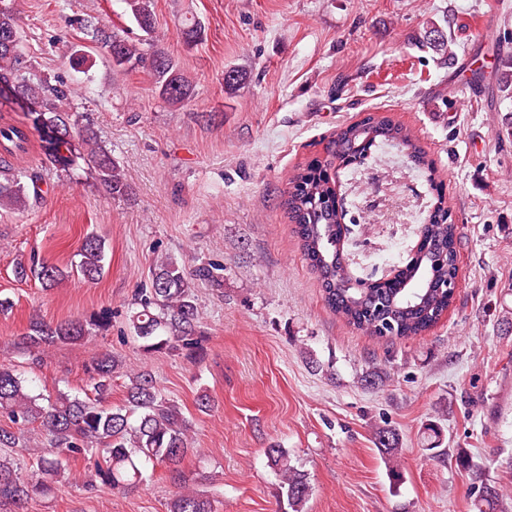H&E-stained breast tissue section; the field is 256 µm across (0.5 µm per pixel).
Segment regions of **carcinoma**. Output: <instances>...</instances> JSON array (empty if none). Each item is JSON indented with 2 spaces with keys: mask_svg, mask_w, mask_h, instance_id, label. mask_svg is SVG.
Listing matches in <instances>:
<instances>
[{
  "mask_svg": "<svg viewBox=\"0 0 512 512\" xmlns=\"http://www.w3.org/2000/svg\"><path fill=\"white\" fill-rule=\"evenodd\" d=\"M125 3L132 21L145 37L129 41L109 31L97 19L87 17L79 24L92 48L107 53L115 68L139 64L149 67L159 97L168 105L189 101L193 85L159 46L150 0ZM180 32L188 44L203 40L204 29L193 16L182 20ZM414 40L417 46L439 54L442 65L455 60L453 39L435 23ZM21 43L14 0H0V94L7 90L37 108L28 113V124L0 126V207L21 210L29 206L30 197L39 195L38 177L13 164L29 154L34 132L50 163L70 170L81 160L94 170L112 197L128 195L124 170L73 106L72 86L62 80L52 83L47 79L31 84L22 77ZM367 130L374 131L381 142L400 146L416 165H428L419 143L403 125L387 116L377 117L373 124L361 120L341 128L326 144L327 156L336 159L367 151L369 146H361ZM291 184L286 208L296 224L304 257L317 274L324 301L333 312L355 328L378 337L385 333L400 339L418 336L439 322L453 300L442 285L453 279L458 269L456 226L443 218V207L430 215L414 262L401 270L397 279L355 288L348 286L349 277L338 258L336 244L342 236V215L336 213V191L326 166L315 163L301 169L294 174ZM79 256L75 269L83 278L95 280L102 275L106 254L101 239L86 238ZM14 275L20 281L33 276L44 288H55L66 278L58 266L44 261L19 263ZM221 279L216 267L203 266L187 272L170 259L156 262L149 286L135 294L136 311L130 318L131 328L144 342V348L154 352L179 345L196 348L200 316L196 282L215 283ZM87 335V326L79 321L53 326L33 320L24 340L28 348L37 351L54 343L80 342ZM120 369L121 363L111 354L99 353L88 368L94 396L81 398L60 391L51 399L30 394L15 370L0 364V415H6L10 421L9 426H0V506L19 505L34 495L47 493L66 466L97 450L101 459L95 463V476L109 489L139 484L143 462L165 465L172 482L181 483L180 466L193 451L188 420L145 372L129 376L124 405L105 404L112 377ZM34 423L45 432L47 448L39 459L38 470L25 479L9 450L18 446ZM375 442L388 464L390 482L398 483L402 477L398 433L387 426L378 427ZM266 456L280 477L279 495L286 497L291 512H303L311 492L308 473L291 464L284 448L273 446L266 450ZM459 462L471 472L475 512H499L507 496L504 487L485 477L483 468L474 465L467 454H460ZM170 512H213L212 502L202 490H181L172 500Z\"/></svg>",
  "mask_w": 512,
  "mask_h": 512,
  "instance_id": "obj_1",
  "label": "carcinoma"
}]
</instances>
